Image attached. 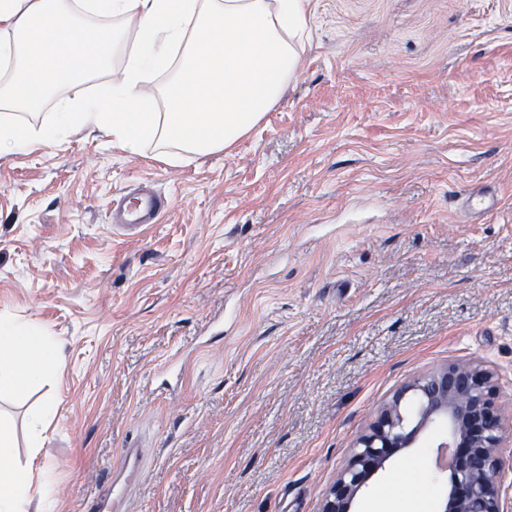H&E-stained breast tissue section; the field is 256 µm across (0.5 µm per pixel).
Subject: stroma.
Listing matches in <instances>:
<instances>
[{
	"label": "stroma",
	"mask_w": 512,
	"mask_h": 512,
	"mask_svg": "<svg viewBox=\"0 0 512 512\" xmlns=\"http://www.w3.org/2000/svg\"><path fill=\"white\" fill-rule=\"evenodd\" d=\"M312 9L297 77L229 151L171 165L78 130L0 155V313L60 346L26 394L0 382L17 464L54 474L28 512H83L129 443L132 512H320L378 410L451 363L492 370L512 419V0ZM143 182L168 210L113 233V198ZM473 192L496 209L464 213ZM447 430L353 512L429 478L444 512ZM57 403L52 399H45L33 414L28 426V444L30 448H39L42 436L47 426L56 417Z\"/></svg>",
	"instance_id": "1"
}]
</instances>
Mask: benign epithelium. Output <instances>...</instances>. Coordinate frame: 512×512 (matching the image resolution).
Listing matches in <instances>:
<instances>
[{
	"instance_id": "obj_1",
	"label": "benign epithelium",
	"mask_w": 512,
	"mask_h": 512,
	"mask_svg": "<svg viewBox=\"0 0 512 512\" xmlns=\"http://www.w3.org/2000/svg\"><path fill=\"white\" fill-rule=\"evenodd\" d=\"M497 399L494 374L481 364L451 363L414 380L359 438L321 512H351L369 478L435 422L449 428L439 447L455 449L446 512H504L499 450L508 426Z\"/></svg>"
}]
</instances>
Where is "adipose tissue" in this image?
<instances>
[{"mask_svg":"<svg viewBox=\"0 0 512 512\" xmlns=\"http://www.w3.org/2000/svg\"><path fill=\"white\" fill-rule=\"evenodd\" d=\"M310 14L311 0H0V155L56 145L75 128L107 132L131 153L153 145L172 164L224 152L297 76ZM125 18L137 20L138 43L115 70ZM109 71L104 94L80 92ZM153 73L169 76L156 90ZM62 80L71 93L51 122H22ZM56 356L41 326L0 314V376L17 389L47 378ZM15 453L0 422V512H27L32 499Z\"/></svg>","mask_w":512,"mask_h":512,"instance_id":"adipose-tissue-1","label":"adipose tissue"}]
</instances>
